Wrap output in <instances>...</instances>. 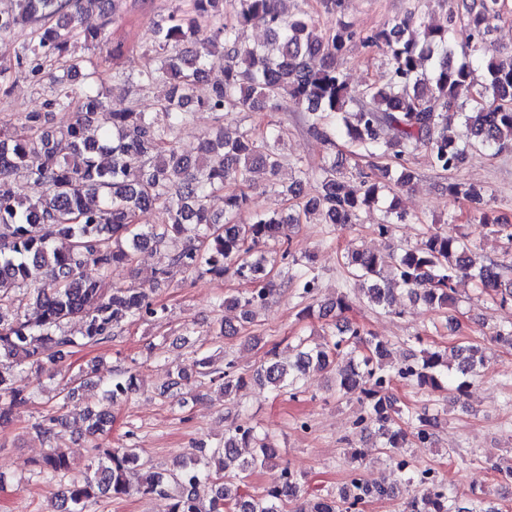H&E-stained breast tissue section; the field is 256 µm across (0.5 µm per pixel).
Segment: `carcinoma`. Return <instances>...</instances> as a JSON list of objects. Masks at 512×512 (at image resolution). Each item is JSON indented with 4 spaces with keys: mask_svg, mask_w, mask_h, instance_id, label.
Masks as SVG:
<instances>
[{
    "mask_svg": "<svg viewBox=\"0 0 512 512\" xmlns=\"http://www.w3.org/2000/svg\"><path fill=\"white\" fill-rule=\"evenodd\" d=\"M235 23L220 24L200 38L195 18L173 15L154 32L161 56L154 68L137 72L150 85L167 79L171 92L160 105L166 121L160 124L149 112L114 103L100 90L73 87L81 61L68 59L70 46L81 40L95 45L104 27L83 25V15L97 10L107 20L108 0H13L14 8L0 12V39L16 27L30 29L31 38L16 54V66L0 63V93L8 95L13 80L24 75L39 78L45 63L64 60L62 72L51 75L53 94L44 111L29 112L17 130L0 125V427L23 415L34 393L18 384L15 370L27 366L36 376L59 374V366L73 350L112 341L125 326L160 324L167 308L145 288L110 287L92 279L85 268L94 264L103 272L118 265L133 266L145 248L165 252L156 269L160 281L178 272L222 277L230 272L249 285L221 302L239 312V324L217 323L215 343L237 336L252 326L277 290L271 259L265 247L277 245L285 268L297 264L287 233L292 224L312 216L325 224H355L360 213L380 203L383 192L407 187L414 178L406 157L423 150L431 166L442 172L458 170L477 148L494 153L512 152V52L502 58L488 36L498 17L500 0H478L466 16V40L457 42V16L433 24L410 13L382 29L362 33L341 19L325 32L317 31L306 13L291 14L288 0H238ZM193 12L222 17L224 0H192ZM261 25L266 42L242 44L240 30ZM360 39L385 48L387 67L379 80L355 95L336 64L347 43ZM202 41L203 51H178L185 42ZM224 64V81L204 85L212 57ZM320 59V68L312 66ZM484 71V81L476 79ZM288 97L305 112L309 129L328 143L341 132L346 142L370 158V172L359 182L345 180L336 162L318 172L317 194L298 207L268 215L255 210L249 221L240 219L249 205L242 191L226 188L246 183L263 170L278 175L285 162L280 136L268 131L240 132L231 137L221 130L206 137L199 156L183 154L176 141L179 126L195 112H211L223 123L224 111L238 108L265 112ZM77 103L74 122L48 131V115ZM98 112L112 115V129L92 128ZM101 154L111 161L102 165ZM13 174L46 185V194L31 201L7 187ZM224 193V210L213 214L205 201ZM452 196L462 195L482 208L481 192L460 184L448 185ZM155 210L159 222L138 223L139 213ZM489 233L512 249V224L489 219ZM359 292L374 307L388 308L401 298L420 301L429 308L448 311L457 302L455 282L466 277L480 292L504 304L512 301V264L476 263L466 235L434 230L420 245L407 250L376 252L355 248L344 261ZM42 271L40 287L27 289L32 271ZM303 298L319 295L318 275L307 269L289 277ZM80 323L79 335L68 325ZM458 362L445 353L426 350L421 360L395 366L388 362L389 343L369 334L357 322L325 332L322 342L296 338L294 360H279L276 348L250 375L237 370L232 359L218 361L213 354L197 360L195 374L179 369L169 376L163 393L183 404L197 388L217 387L229 396L253 383L295 398L311 369L335 374L336 391L355 394L365 408L358 423H371L379 439L376 447L419 488L405 512H498L478 498L466 501L448 495L435 470L419 468L404 454L416 444L431 445L438 418L420 416L399 405L396 383L412 382L433 391L443 387L460 395L485 365L484 349L475 344L457 346ZM137 390L130 368L112 371L105 385L108 406L90 410L85 432L93 439L112 430L111 405ZM251 448L250 457L242 449ZM277 448L248 422L224 430V440L172 470H158L142 461L139 449L94 446L93 463L79 476L71 474L67 454L53 448L34 462L33 475L52 483L68 479L58 512H89L102 498L122 499L135 492L168 500V512H358L359 505L391 497L384 483L368 482L352 471L338 495L316 496L306 507L304 484L287 465L275 462ZM274 470L269 483L257 493L248 490L253 471ZM141 471L138 481L131 474ZM211 484L207 499L196 494L201 483Z\"/></svg>",
    "mask_w": 512,
    "mask_h": 512,
    "instance_id": "cac0c4a2",
    "label": "carcinoma"
}]
</instances>
